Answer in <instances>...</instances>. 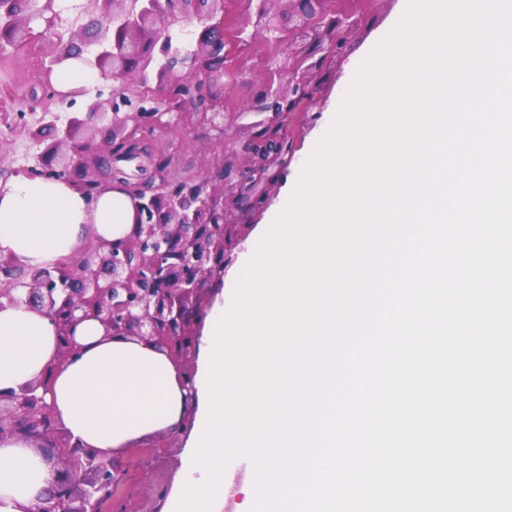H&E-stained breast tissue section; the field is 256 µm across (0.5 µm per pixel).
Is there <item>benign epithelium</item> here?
Wrapping results in <instances>:
<instances>
[{
  "label": "benign epithelium",
  "mask_w": 512,
  "mask_h": 512,
  "mask_svg": "<svg viewBox=\"0 0 512 512\" xmlns=\"http://www.w3.org/2000/svg\"><path fill=\"white\" fill-rule=\"evenodd\" d=\"M103 2L112 41L100 44L89 58L68 45L55 54L53 64L83 60L86 67L106 80L119 81L122 90L112 102L91 101L88 115L109 118L112 128L129 134L162 123L167 115L150 91L140 90L145 72L153 65L152 46L167 58L161 72L178 61L190 60L189 70L171 80L172 95L192 100L204 87L214 62L231 56L233 47L224 41L222 0H87ZM276 0H259L257 12L277 45L281 25L270 5ZM298 21L293 30L319 34L327 27L348 31L355 21L348 14L328 18L327 0H295ZM24 0H0V34L14 38L24 29ZM204 25L199 47L183 53L173 41L170 28L193 22ZM152 23L156 28L146 31ZM294 67L288 72V94L276 95L269 106L271 117L262 122L266 129L277 128L286 112H300L311 103L314 85L304 45L295 49ZM85 120L72 116L61 121L49 109L42 113L39 126L29 137L41 142L45 127L54 129L58 138L39 154L42 169L36 175L69 180L70 170L82 174L75 186L86 196L98 195L102 183L112 177L107 171L95 176L84 161L87 146L75 141V132ZM69 148L68 164L57 157L61 147ZM284 142L259 143L251 149L249 167L240 174V182L263 179L262 167L283 151ZM224 181V168L210 172L185 192L146 195L137 190L135 222L129 235L105 239L97 234L74 256L47 265H30L13 255L0 254V272L8 279L0 283V309L24 305L47 316L58 337V355L41 377L24 385L19 392L0 394V440L15 439L51 445L45 455L52 472L51 494L29 512H106L108 502L126 473L114 464L112 454L86 448L64 429L46 395L53 373L81 354L83 346L75 340L76 326L96 320L104 335L125 336L148 342L165 352L173 362L188 365L195 355L199 337L191 328L193 316L187 301L197 295L202 280L224 271V204L207 191L214 181Z\"/></svg>",
  "instance_id": "benign-epithelium-1"
}]
</instances>
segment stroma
I'll list each match as a JSON object with an SVG mask.
<instances>
[{"instance_id":"1","label":"stroma","mask_w":512,"mask_h":512,"mask_svg":"<svg viewBox=\"0 0 512 512\" xmlns=\"http://www.w3.org/2000/svg\"><path fill=\"white\" fill-rule=\"evenodd\" d=\"M400 0H347L356 25L344 32L345 49L325 62L312 76L317 88L305 111L285 115L280 130L290 146L273 180L252 189L237 179L224 185L226 221L231 243L224 253L225 266H232L244 244L263 227L273 223L295 186L300 163L313 153L319 132L331 107L340 104L358 66L377 44L379 35L399 17ZM60 19L47 25L38 19L28 34L7 41L0 38V185L23 175L35 166L43 146L56 139V132L44 129L41 142L30 139V129L38 127L44 108L61 117L84 111V98L74 102L52 99L50 76L57 43H74L84 55H93L106 34L101 5L86 8H60ZM225 38L239 37L240 43L227 64L216 65L202 95L190 102L172 104L181 113L178 123L154 126L135 134L126 142L132 158L124 152H111L112 138L103 122H87L78 133L88 145L86 159L95 163L105 157L112 167L122 169L130 187L158 188L161 182L175 185L200 181L219 160L232 162L242 170L250 163V149L257 141L258 121L265 117L270 91L288 90V67L294 62L295 43H270L256 24L254 8L246 0H225ZM275 58L277 70H269L268 58ZM231 106L223 126L204 120L212 100ZM183 451L178 432H161L145 437L130 447L115 451L118 468L128 470L129 483L120 491L125 512H166L169 494L178 478Z\"/></svg>"}]
</instances>
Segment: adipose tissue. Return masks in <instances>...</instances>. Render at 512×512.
I'll list each match as a JSON object with an SVG mask.
<instances>
[{
    "label": "adipose tissue",
    "mask_w": 512,
    "mask_h": 512,
    "mask_svg": "<svg viewBox=\"0 0 512 512\" xmlns=\"http://www.w3.org/2000/svg\"><path fill=\"white\" fill-rule=\"evenodd\" d=\"M134 195L108 183L87 203L72 183L20 176L0 188V253L32 265L72 257L86 228L107 239L130 233ZM82 354L59 369L47 401L65 427L90 448L112 452L178 426L184 412L181 376L151 344L104 338L95 320L80 323ZM52 322L24 307L0 309V393L18 391L54 362ZM52 474L41 454L18 440L0 442V512H26L41 502Z\"/></svg>",
    "instance_id": "ef3b65f1"
}]
</instances>
